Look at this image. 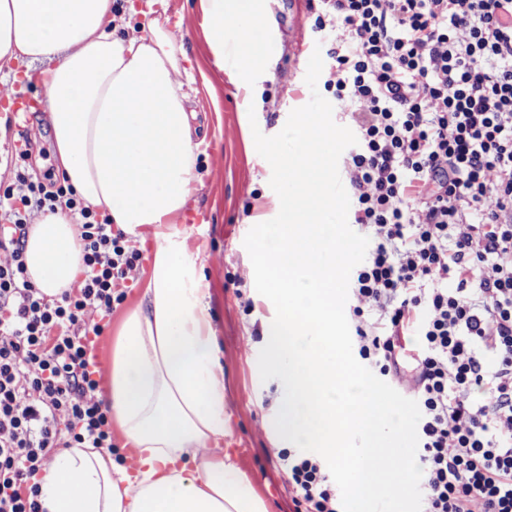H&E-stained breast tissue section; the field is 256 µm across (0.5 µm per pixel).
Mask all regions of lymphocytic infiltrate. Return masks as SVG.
<instances>
[{
  "label": "lymphocytic infiltrate",
  "instance_id": "lymphocytic-infiltrate-1",
  "mask_svg": "<svg viewBox=\"0 0 512 512\" xmlns=\"http://www.w3.org/2000/svg\"><path fill=\"white\" fill-rule=\"evenodd\" d=\"M334 88L357 131L345 161L369 239L351 274L360 359L417 402L422 512H512V0H321ZM77 226L80 281L30 280L34 218ZM141 254L71 186L0 188V512H43L59 448L112 445L86 339ZM305 512H342L315 457L280 451Z\"/></svg>",
  "mask_w": 512,
  "mask_h": 512
}]
</instances>
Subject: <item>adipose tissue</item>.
Wrapping results in <instances>:
<instances>
[{
  "label": "adipose tissue",
  "instance_id": "1",
  "mask_svg": "<svg viewBox=\"0 0 512 512\" xmlns=\"http://www.w3.org/2000/svg\"><path fill=\"white\" fill-rule=\"evenodd\" d=\"M113 0H0V71L45 62L41 86L61 168L86 205L156 250L141 302L123 318L102 394L136 473L97 448H65L43 468L47 512H267L219 443L226 434L224 371L203 284L185 264L174 226L196 179L195 112L182 91L175 35L149 20L130 39L112 30ZM216 50L237 21V54L266 50L255 0H202ZM25 261L51 298L83 272L75 224L41 216Z\"/></svg>",
  "mask_w": 512,
  "mask_h": 512
}]
</instances>
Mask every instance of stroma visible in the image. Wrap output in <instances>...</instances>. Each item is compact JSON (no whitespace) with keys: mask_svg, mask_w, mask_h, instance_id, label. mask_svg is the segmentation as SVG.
I'll return each mask as SVG.
<instances>
[{"mask_svg":"<svg viewBox=\"0 0 512 512\" xmlns=\"http://www.w3.org/2000/svg\"><path fill=\"white\" fill-rule=\"evenodd\" d=\"M138 12H122L116 23L121 36L141 35L143 9H151L167 27H178L180 43L191 61V107L197 114L199 179L188 200L185 238L194 274L208 286L206 300L219 341L224 370V438L243 479L263 498L268 512H297L288 477L278 457L286 448L274 427L284 390L279 380H261L258 355L275 317L272 302L260 295L248 275L251 263L244 238L256 224L273 219L279 199L269 185L271 167L256 151L252 131L267 136L280 132L291 110L306 105L311 91L305 82L307 64L298 59L286 35L302 22L310 45L324 44L316 28L318 0H259L258 24L264 34H277L265 67L249 72L235 61L231 49L240 31L224 27V53L210 46L201 0H134ZM17 132L8 126L0 143V183H12L20 163L15 156ZM32 176L58 169L53 136L35 145L24 163ZM143 259L125 299L114 305L101 337L110 349L121 317L143 292L153 261V238H133Z\"/></svg>","mask_w":512,"mask_h":512,"instance_id":"1","label":"stroma"}]
</instances>
